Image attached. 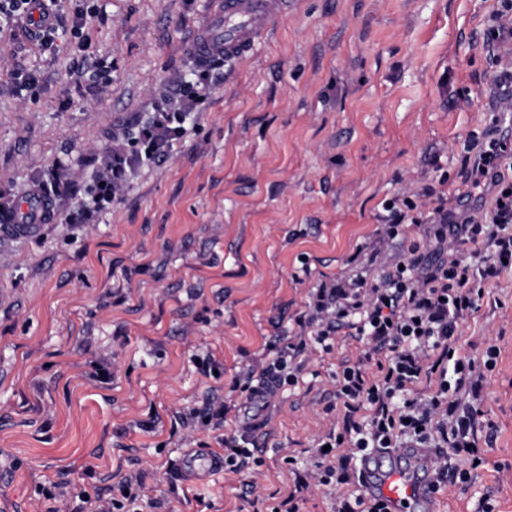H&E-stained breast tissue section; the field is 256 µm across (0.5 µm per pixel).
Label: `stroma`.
Instances as JSON below:
<instances>
[{"label": "stroma", "mask_w": 512, "mask_h": 512, "mask_svg": "<svg viewBox=\"0 0 512 512\" xmlns=\"http://www.w3.org/2000/svg\"><path fill=\"white\" fill-rule=\"evenodd\" d=\"M494 0H289L248 55L210 70L213 93L163 161L144 165L87 223L113 135L196 82L190 52L213 0H55L54 45L25 22L0 31V196L60 175L40 232L0 231V512H81L83 493L117 494L144 471L141 512H266L314 470L336 426V374L365 350L352 336L310 352L298 386L268 409L235 390L241 367L287 335L316 276L376 277L406 250L380 242L385 200L424 187L459 199L472 140L512 135V97L492 99L483 47ZM36 73L34 86L17 83ZM465 355L499 356L477 407L483 462L438 491L437 512H512V272L462 327ZM211 351L218 376L196 372ZM107 381L94 380V363ZM257 417L246 490L221 471L174 477L220 431L183 429L179 412L211 389ZM155 416L154 432L136 420ZM294 456L288 466L286 456ZM66 482L64 500L41 493Z\"/></svg>", "instance_id": "1"}]
</instances>
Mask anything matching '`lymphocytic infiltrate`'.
Here are the masks:
<instances>
[{
  "label": "lymphocytic infiltrate",
  "mask_w": 512,
  "mask_h": 512,
  "mask_svg": "<svg viewBox=\"0 0 512 512\" xmlns=\"http://www.w3.org/2000/svg\"><path fill=\"white\" fill-rule=\"evenodd\" d=\"M485 43L498 68L491 77L494 89L512 90V0H496ZM209 97L207 79L158 108L139 126L133 148L116 143L90 190L92 209L76 217L83 223L93 209L111 203L129 175L144 163L164 157L180 139L188 115ZM512 160V140L488 134L476 141L464 167L470 194L490 195L481 213L433 207L416 215L417 204L406 196L385 202L384 233L394 238L408 227L419 230L400 262L389 265L376 282L363 274L346 281L328 279L311 289L306 308L295 319L300 340L270 341L272 359L244 372L247 402L265 407L284 385H297L298 358L305 350L331 352L342 330H351L367 350L342 366L336 377V397L344 409L342 432H328L322 443L316 478L319 484L345 485L335 512H386L383 502L366 496L351 467L355 455L386 448H449L468 462L479 459L473 403L459 394L469 389L479 397L495 349H488L483 365L462 356L458 340L462 325L478 310L486 284L512 269V177L500 166ZM434 380L429 398L415 388L421 379ZM258 425L235 424L224 439L225 471L248 477L255 463L254 433Z\"/></svg>",
  "instance_id": "lymphocytic-infiltrate-1"
}]
</instances>
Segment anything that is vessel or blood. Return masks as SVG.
<instances>
[{
    "instance_id": "vessel-or-blood-1",
    "label": "vessel or blood",
    "mask_w": 512,
    "mask_h": 512,
    "mask_svg": "<svg viewBox=\"0 0 512 512\" xmlns=\"http://www.w3.org/2000/svg\"><path fill=\"white\" fill-rule=\"evenodd\" d=\"M283 3L284 0H214L209 19L191 46L193 55L208 63L220 56L233 59L250 53L280 17ZM30 212L44 216L49 208L40 197H24L11 219L13 231L21 235L36 233V225L23 219ZM430 457L427 448H398L366 455L360 464L365 491L381 497L389 512H436ZM218 463L216 456L194 452L184 455L182 468L187 475L203 477Z\"/></svg>"
}]
</instances>
